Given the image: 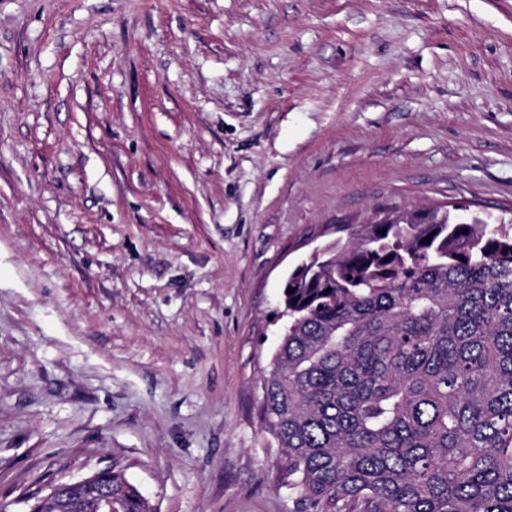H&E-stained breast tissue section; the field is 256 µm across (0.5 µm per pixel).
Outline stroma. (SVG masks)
Returning <instances> with one entry per match:
<instances>
[{
    "label": "stroma",
    "instance_id": "stroma-1",
    "mask_svg": "<svg viewBox=\"0 0 512 512\" xmlns=\"http://www.w3.org/2000/svg\"><path fill=\"white\" fill-rule=\"evenodd\" d=\"M512 219V0H0V507L120 461L305 512L282 286L359 224Z\"/></svg>",
    "mask_w": 512,
    "mask_h": 512
}]
</instances>
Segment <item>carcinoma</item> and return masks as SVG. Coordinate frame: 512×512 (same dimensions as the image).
Masks as SVG:
<instances>
[{
    "mask_svg": "<svg viewBox=\"0 0 512 512\" xmlns=\"http://www.w3.org/2000/svg\"><path fill=\"white\" fill-rule=\"evenodd\" d=\"M282 296L261 418L312 512H512V231L457 209L363 224ZM112 504L153 512L116 461ZM43 512L98 510L72 490Z\"/></svg>",
    "mask_w": 512,
    "mask_h": 512,
    "instance_id": "1",
    "label": "carcinoma"
}]
</instances>
